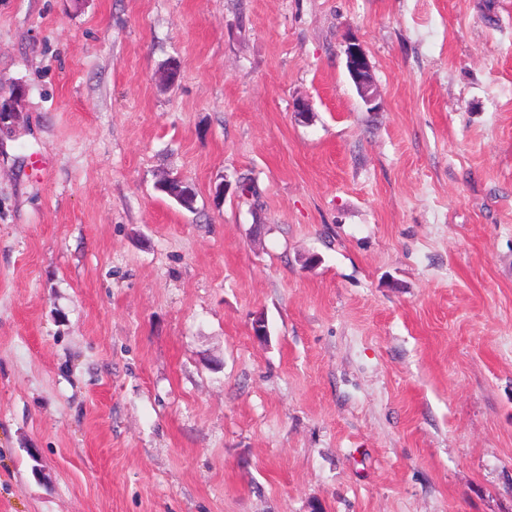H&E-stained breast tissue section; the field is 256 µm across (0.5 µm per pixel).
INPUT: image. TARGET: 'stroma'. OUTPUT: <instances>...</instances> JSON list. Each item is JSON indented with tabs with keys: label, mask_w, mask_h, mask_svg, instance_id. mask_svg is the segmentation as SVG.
I'll return each mask as SVG.
<instances>
[{
	"label": "stroma",
	"mask_w": 512,
	"mask_h": 512,
	"mask_svg": "<svg viewBox=\"0 0 512 512\" xmlns=\"http://www.w3.org/2000/svg\"><path fill=\"white\" fill-rule=\"evenodd\" d=\"M12 99L0 512H512V0H0ZM348 72L358 93L367 104L375 101L373 76L369 59L359 43L349 42L345 49Z\"/></svg>",
	"instance_id": "stroma-1"
}]
</instances>
